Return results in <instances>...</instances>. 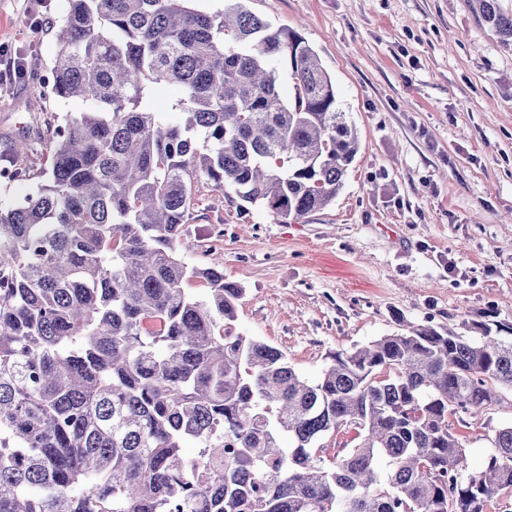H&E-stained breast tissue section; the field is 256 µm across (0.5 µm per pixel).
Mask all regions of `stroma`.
I'll list each match as a JSON object with an SVG mask.
<instances>
[{
	"label": "stroma",
	"mask_w": 512,
	"mask_h": 512,
	"mask_svg": "<svg viewBox=\"0 0 512 512\" xmlns=\"http://www.w3.org/2000/svg\"><path fill=\"white\" fill-rule=\"evenodd\" d=\"M298 30L336 84L359 151L335 199L280 223L208 181L195 185L181 254L223 255L244 290L233 333L279 348L305 379L331 354L410 325L477 338L512 327V48L467 0H248ZM67 0H0V50L24 66L0 80V207L35 188L43 140L77 106L43 78ZM27 147H20L23 133ZM512 424L504 388L481 419L450 417L479 470Z\"/></svg>",
	"instance_id": "1"
}]
</instances>
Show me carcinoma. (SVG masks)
Listing matches in <instances>:
<instances>
[{
    "instance_id": "cac0c4a2",
    "label": "carcinoma",
    "mask_w": 512,
    "mask_h": 512,
    "mask_svg": "<svg viewBox=\"0 0 512 512\" xmlns=\"http://www.w3.org/2000/svg\"><path fill=\"white\" fill-rule=\"evenodd\" d=\"M195 2L68 0L48 85L91 108L0 208V512H488L512 497V425L473 471L448 415L512 389V338L411 326L311 383L229 330L223 262H184L194 179L286 223L336 197L358 149L299 32ZM468 2L512 45L499 0ZM171 87L174 120L151 107ZM341 429L358 443L329 456Z\"/></svg>"
}]
</instances>
